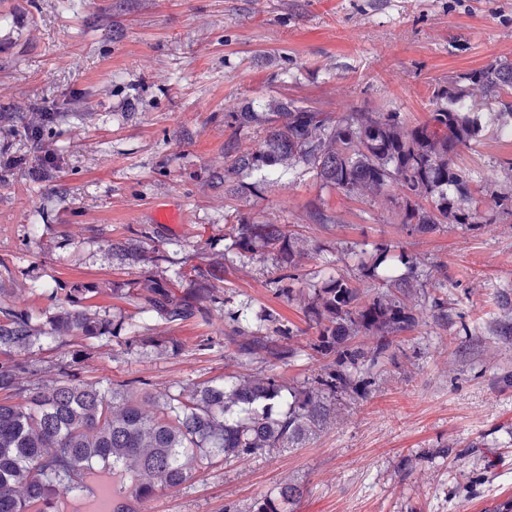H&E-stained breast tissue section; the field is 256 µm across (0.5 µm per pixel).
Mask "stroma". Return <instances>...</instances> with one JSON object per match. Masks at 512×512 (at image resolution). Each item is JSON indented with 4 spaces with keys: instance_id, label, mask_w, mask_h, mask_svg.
Wrapping results in <instances>:
<instances>
[{
    "instance_id": "1",
    "label": "stroma",
    "mask_w": 512,
    "mask_h": 512,
    "mask_svg": "<svg viewBox=\"0 0 512 512\" xmlns=\"http://www.w3.org/2000/svg\"><path fill=\"white\" fill-rule=\"evenodd\" d=\"M512 61V0H0V284L37 311L59 281L108 287L125 273L112 240L157 227L155 276L223 263V304L210 325L150 320L179 352H126L94 341L86 362L102 388L145 379L187 389L233 372L266 371L226 339L231 313L279 314L296 329L286 377L315 378L326 361L309 347L296 304L277 296L269 255L239 254L227 234L236 213L283 225L298 238L300 285L357 276L354 255L399 242L413 270L418 325L396 337L392 359L364 373L360 392L294 448L266 449L193 473L160 491L150 512H251L284 480L303 494L288 512H490L512 497V215L469 230L413 236L389 201L346 196L297 166L268 184L245 174V198L224 196V115L293 99L323 112H398L423 121L434 89L495 60ZM59 115L41 129L59 167L32 174L33 145L14 133L41 99ZM508 132L487 126L456 162L471 187L512 188L500 167ZM170 224L155 225V205ZM320 207L336 225L309 219ZM447 266L448 282L436 269ZM448 300L440 325L432 300ZM211 337L212 347L195 346Z\"/></svg>"
}]
</instances>
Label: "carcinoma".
Listing matches in <instances>:
<instances>
[{
  "label": "carcinoma",
  "instance_id": "1",
  "mask_svg": "<svg viewBox=\"0 0 512 512\" xmlns=\"http://www.w3.org/2000/svg\"><path fill=\"white\" fill-rule=\"evenodd\" d=\"M512 126V63L494 60L461 73L450 86L433 91L427 118L408 124L399 112H356L338 116L298 106L293 101L266 105L259 114L247 105L224 114L230 134L224 140V197L247 193L239 177L260 172L271 179L304 164L323 185L363 198L402 195L401 231L431 233L445 224L470 230L479 213L493 224L512 211V191L490 196L480 210L455 159L482 140L481 109ZM261 135L252 147L242 136L255 125ZM229 236L241 253L261 249L288 271V285L277 289L288 303L301 304L313 330L309 347L332 362L313 382L299 387L279 372L235 373L197 384L190 392L170 389L150 412L142 379L120 381L104 390L84 374L91 357L89 342L119 337L112 321L101 316L92 299L101 293L74 282L48 288L50 306L36 317L7 288L0 286V512H59L65 498L90 490L98 474L112 476V512H144L158 492L182 485L193 472L215 460L250 457L265 448L302 441L335 410L336 394L357 392V370L375 366L393 337L413 330L418 320L406 300L417 288L409 276L381 268L392 249L383 243L359 259L361 278L337 275L324 287L297 293L298 260L292 237L278 224L239 217ZM147 231L112 243V257L132 268L144 260L141 239ZM386 291L365 299L360 280ZM224 292V265L194 266L174 279L136 275L115 284L110 296L133 302L139 313L169 324H210ZM228 336L239 356L286 367L296 349L280 338L292 330L279 315L259 317L253 327L245 314L232 316ZM275 335H262L261 329ZM81 340L60 377L32 384L24 355L43 341L68 345ZM126 346L178 352V345L141 330ZM301 494L283 481L255 502L252 512H287Z\"/></svg>",
  "mask_w": 512,
  "mask_h": 512
}]
</instances>
